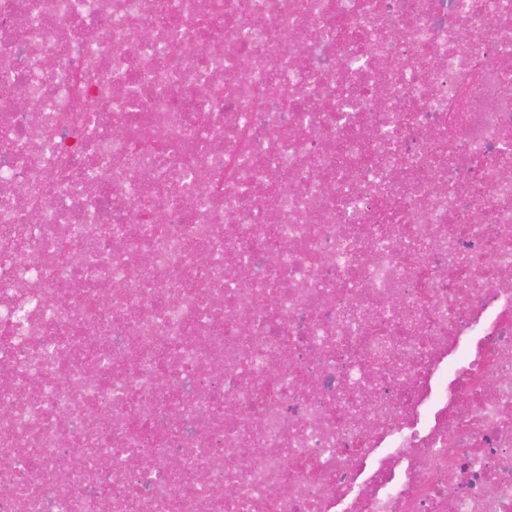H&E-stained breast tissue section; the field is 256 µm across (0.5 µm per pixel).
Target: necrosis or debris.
I'll use <instances>...</instances> for the list:
<instances>
[{
    "label": "necrosis or debris",
    "instance_id": "obj_1",
    "mask_svg": "<svg viewBox=\"0 0 512 512\" xmlns=\"http://www.w3.org/2000/svg\"><path fill=\"white\" fill-rule=\"evenodd\" d=\"M509 82L512 0H0V512H512Z\"/></svg>",
    "mask_w": 512,
    "mask_h": 512
}]
</instances>
